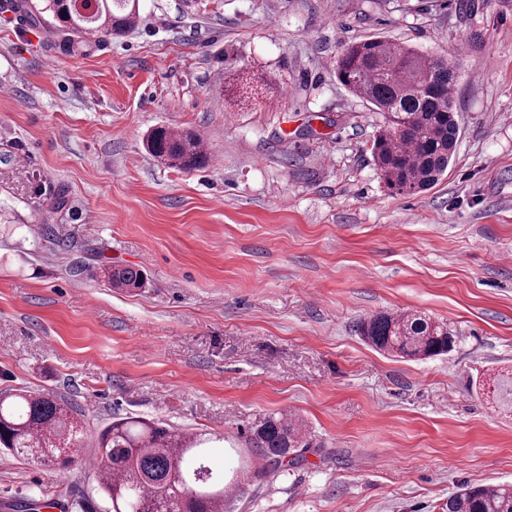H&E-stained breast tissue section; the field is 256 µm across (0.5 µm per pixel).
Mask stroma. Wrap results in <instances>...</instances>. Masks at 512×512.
<instances>
[{
    "mask_svg": "<svg viewBox=\"0 0 512 512\" xmlns=\"http://www.w3.org/2000/svg\"><path fill=\"white\" fill-rule=\"evenodd\" d=\"M475 5L140 0L79 52L43 0L0 12V391L66 398L87 457L119 417L218 435L217 472L299 415L302 461L249 478L233 512H446L459 484L512 483V413L480 387L512 369V10ZM369 36L459 65L460 139L427 191L386 187L382 117L336 78ZM159 126L195 131L207 165L160 164ZM395 311L446 324L453 350L406 361L358 335ZM35 490L111 510L83 464L0 453V512ZM102 273L105 281L114 288H138L143 282L141 270L135 267H108Z\"/></svg>",
    "mask_w": 512,
    "mask_h": 512,
    "instance_id": "stroma-1",
    "label": "stroma"
}]
</instances>
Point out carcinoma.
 Wrapping results in <instances>:
<instances>
[{
  "mask_svg": "<svg viewBox=\"0 0 512 512\" xmlns=\"http://www.w3.org/2000/svg\"><path fill=\"white\" fill-rule=\"evenodd\" d=\"M47 0L60 45L72 51L87 35L103 40L119 36L134 24L138 0ZM338 81L383 115L374 135L371 154L388 189L411 193L436 184L456 151L460 125L454 91L457 66L415 48L381 37L349 44L336 60ZM157 158L184 170L208 162L199 136L157 127L147 138ZM113 288H137L143 274L135 267L106 268ZM363 340L375 349L407 360L450 352L455 339L442 324L416 314L382 313L358 326ZM486 394L512 410V375L487 383ZM208 439L194 433L180 435L162 422L119 419L100 433L93 454L102 491L111 512H224L240 490L238 469L217 475L206 464ZM310 446L298 420L273 415L253 431L250 447L263 467L288 471L297 464L298 449ZM0 449L54 468H68L81 460L83 442L76 409L62 397L20 390L0 393ZM448 512H512V485L472 486L463 483L448 497Z\"/></svg>",
  "mask_w": 512,
  "mask_h": 512,
  "instance_id": "1",
  "label": "carcinoma"
}]
</instances>
